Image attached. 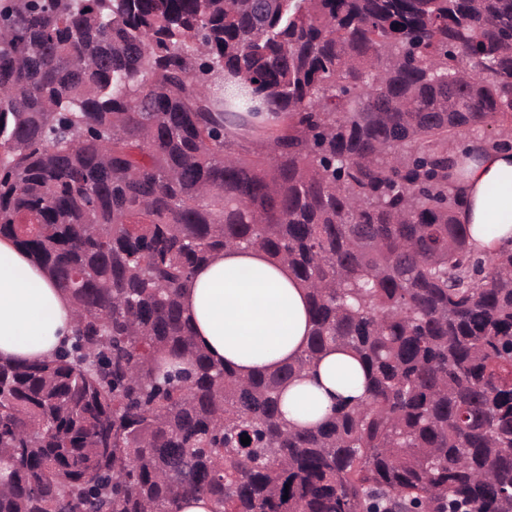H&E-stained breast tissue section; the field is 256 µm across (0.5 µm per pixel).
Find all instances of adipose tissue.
<instances>
[{
	"label": "adipose tissue",
	"instance_id": "ef3b65f1",
	"mask_svg": "<svg viewBox=\"0 0 512 512\" xmlns=\"http://www.w3.org/2000/svg\"><path fill=\"white\" fill-rule=\"evenodd\" d=\"M461 149H477L465 138ZM458 181L459 223L468 225L475 251L490 256L512 245V149H477ZM181 302L194 338L218 363L240 376L296 360L309 333L306 287L287 264L255 249L225 251L195 270ZM71 297L55 287L13 238L0 237V360L49 358L70 345L75 329ZM364 375L356 358L328 350L283 393L282 410L294 427L320 423L337 398H357Z\"/></svg>",
	"mask_w": 512,
	"mask_h": 512
}]
</instances>
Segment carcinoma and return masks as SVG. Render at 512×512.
<instances>
[{
	"label": "carcinoma",
	"instance_id": "carcinoma-1",
	"mask_svg": "<svg viewBox=\"0 0 512 512\" xmlns=\"http://www.w3.org/2000/svg\"><path fill=\"white\" fill-rule=\"evenodd\" d=\"M466 132L512 133V0H3L0 236L77 324L0 363V512H512V248L457 221ZM242 247L311 310L247 379L180 300ZM332 347L365 396L289 428Z\"/></svg>",
	"mask_w": 512,
	"mask_h": 512
}]
</instances>
